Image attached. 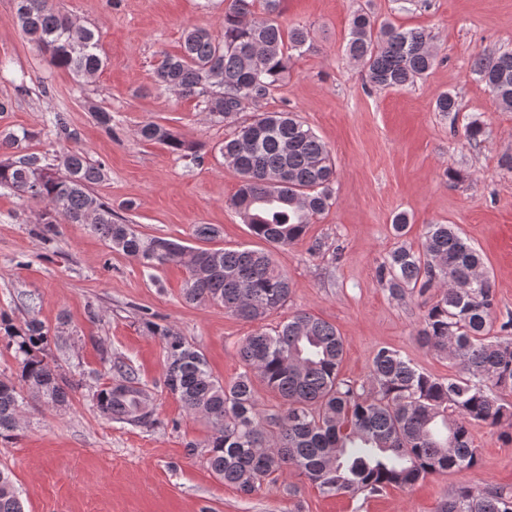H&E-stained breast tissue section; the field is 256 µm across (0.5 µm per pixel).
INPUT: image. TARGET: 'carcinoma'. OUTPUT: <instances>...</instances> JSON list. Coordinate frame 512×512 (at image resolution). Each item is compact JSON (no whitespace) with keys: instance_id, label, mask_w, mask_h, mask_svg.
Segmentation results:
<instances>
[{"instance_id":"1","label":"carcinoma","mask_w":512,"mask_h":512,"mask_svg":"<svg viewBox=\"0 0 512 512\" xmlns=\"http://www.w3.org/2000/svg\"><path fill=\"white\" fill-rule=\"evenodd\" d=\"M17 22L53 64L80 78L105 66L96 30L76 24L54 0H16ZM230 0L224 35L203 27L183 32L180 51L166 55L154 72L156 88L202 98L217 123L235 125L219 152L239 175L230 200L254 238L275 248L302 239L314 217L334 204L336 162L311 127L291 112H269L263 104L288 74L295 56L311 48L308 29L283 30L280 0ZM346 49L375 88L413 84L433 66L432 36L422 28L377 23L364 10L354 13ZM472 72L512 110V51L477 55ZM439 112L458 111L457 97L441 93ZM138 136L174 153L199 157L200 149L172 129L147 122ZM482 124L465 128V141L478 146ZM22 131L0 136V187L45 204L38 224L52 242L58 225L86 224L110 248L148 269L186 266L182 296L191 304L224 307L260 325L288 302L291 283L272 251L253 248L192 250L167 236H145L116 215L93 186L107 178L104 163L78 149L49 162L20 143ZM391 295L432 296L417 336L423 348L448 361L455 373L428 374L397 351L381 347L367 382L340 378L344 342L336 327L297 312L275 330L260 327L239 346L243 371L229 383L211 372L205 355L172 327L150 318L147 334L163 344V385L213 434L204 444L210 470L249 496L285 475L306 478L324 494L356 497L389 488H410L437 474L478 469L471 426L501 427L512 443V316L501 335L489 331L497 308L494 284L481 253L452 224H429L421 246L402 244L377 270ZM0 341L13 352L18 381L0 380V438L13 435L26 398L45 408L69 405L80 383L58 374L47 361L50 330L32 316L16 324L0 312ZM112 383L93 393L105 417L132 425L155 424L152 395L132 368L110 364ZM279 403L260 407L257 385ZM0 512H24L11 473L0 469ZM440 512H512V491L494 486H459Z\"/></svg>"}]
</instances>
